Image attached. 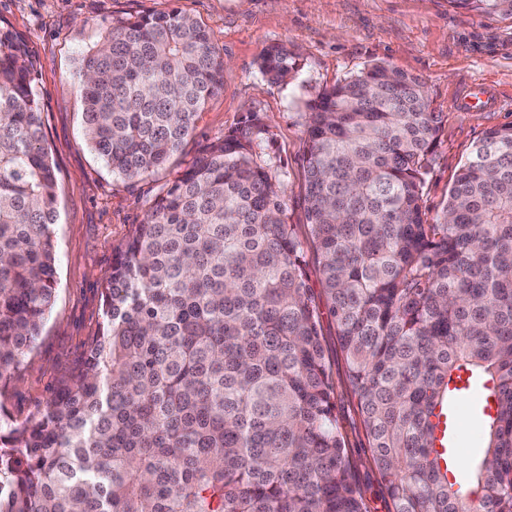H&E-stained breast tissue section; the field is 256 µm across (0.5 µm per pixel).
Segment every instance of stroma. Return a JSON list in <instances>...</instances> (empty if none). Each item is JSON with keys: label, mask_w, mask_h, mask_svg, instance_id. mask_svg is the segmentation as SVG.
Listing matches in <instances>:
<instances>
[{"label": "stroma", "mask_w": 512, "mask_h": 512, "mask_svg": "<svg viewBox=\"0 0 512 512\" xmlns=\"http://www.w3.org/2000/svg\"><path fill=\"white\" fill-rule=\"evenodd\" d=\"M179 8L213 32L224 55V87L200 113L192 135L162 169L143 178L113 174L85 145L77 69L113 18ZM0 20L26 40L51 159L58 179L56 297L41 335L8 383L0 405L17 421L37 415L102 327L101 291L115 250L142 222L166 184L202 149L237 127L246 110L269 127L264 144L288 195L291 221L308 238L304 196V103L324 87L383 63L418 76L443 125L429 158L422 205L436 218L474 145L512 124V17L479 15L448 0H0ZM288 47L298 70L291 84L259 71L261 52ZM474 82L490 86L496 107L457 110ZM336 415L353 476L369 512L391 504L365 449L357 401L345 384L336 322L321 314Z\"/></svg>", "instance_id": "35a3bbf8"}]
</instances>
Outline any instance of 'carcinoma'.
I'll return each mask as SVG.
<instances>
[{
	"label": "carcinoma",
	"mask_w": 512,
	"mask_h": 512,
	"mask_svg": "<svg viewBox=\"0 0 512 512\" xmlns=\"http://www.w3.org/2000/svg\"><path fill=\"white\" fill-rule=\"evenodd\" d=\"M448 2L512 15V0ZM258 66L283 84L297 69L281 45ZM33 73L0 21V394L56 290L58 180ZM79 76L86 146L142 178L191 136L224 56L172 9L113 20ZM305 108L309 241L392 512H512V125L486 132L430 224L443 118L419 78L372 64ZM268 138L247 111L121 245L82 360L37 417L0 418V512H369ZM485 377L478 495L448 480V412Z\"/></svg>",
	"instance_id": "1"
}]
</instances>
